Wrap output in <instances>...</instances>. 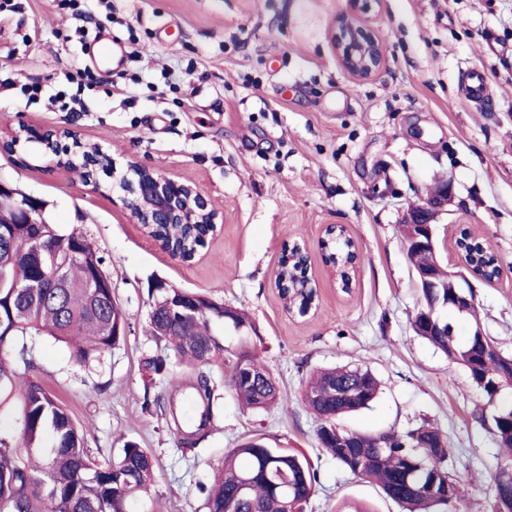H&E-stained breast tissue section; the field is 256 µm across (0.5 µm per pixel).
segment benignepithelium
Returning a JSON list of instances; mask_svg holds the SVG:
<instances>
[{
  "label": "benign epithelium",
  "mask_w": 512,
  "mask_h": 512,
  "mask_svg": "<svg viewBox=\"0 0 512 512\" xmlns=\"http://www.w3.org/2000/svg\"><path fill=\"white\" fill-rule=\"evenodd\" d=\"M369 8V0H354V11L342 16L330 35L340 66L357 81L370 78L384 63L382 40L362 17ZM119 187L130 217L148 233L155 224H217V211L197 187L148 167L129 165ZM451 198V184L445 181L402 215L401 224L422 225L423 239L418 244L433 242L432 225ZM44 214L41 200L28 195L17 205L13 223L42 224Z\"/></svg>",
  "instance_id": "7a95c632"
}]
</instances>
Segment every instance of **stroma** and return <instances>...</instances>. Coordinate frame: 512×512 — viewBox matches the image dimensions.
Masks as SVG:
<instances>
[{"mask_svg": "<svg viewBox=\"0 0 512 512\" xmlns=\"http://www.w3.org/2000/svg\"><path fill=\"white\" fill-rule=\"evenodd\" d=\"M0 11V137L20 126L74 132L110 154L118 172L135 163L198 186L219 214L195 259H172L130 218L103 172L52 167L42 147L0 151V178L47 203L51 222L80 225L112 276L127 316L121 345L83 367L65 343L35 339L34 376L70 411L98 460L119 459L125 442L157 458L155 512H205L224 454L258 434L306 456L318 475L307 512L338 505L400 512L379 488L354 478L320 448L319 418L303 389L320 368H370L380 392L342 419L351 430L403 431L430 422L467 480L457 512H492L499 450L477 415L486 403L465 368L417 336L421 294L400 230L404 210L443 180L453 200L434 226L446 270L460 264L455 240L468 230L503 262L501 277L471 279L476 321L455 319L458 339L480 323L512 356V0H371L367 14L385 49L368 80L338 64L329 34L351 0H107V36L130 55L117 70L93 66L82 44L94 24L61 0H13ZM93 68L98 82L82 112L28 103L21 87L68 89ZM485 75L490 96L465 95ZM347 227L358 246L351 293L338 288L320 242ZM309 256L319 292L308 314L288 312L275 288L285 247ZM244 310L252 347L277 381L267 410L224 399V415L193 452L145 394L148 288L156 280Z\"/></svg>", "mask_w": 512, "mask_h": 512, "instance_id": "obj_1", "label": "stroma"}]
</instances>
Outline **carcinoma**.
Segmentation results:
<instances>
[{
  "label": "carcinoma",
  "instance_id": "obj_1",
  "mask_svg": "<svg viewBox=\"0 0 512 512\" xmlns=\"http://www.w3.org/2000/svg\"><path fill=\"white\" fill-rule=\"evenodd\" d=\"M9 203H0V351L18 349L25 369L34 360L21 339L46 333L67 343L79 364L97 362L117 348L125 337L127 318L112 298V279L102 259L79 227L63 230L49 222L13 224ZM155 233L190 255L201 246L206 225L191 229L184 224H157ZM407 256L417 270L438 274L440 287L421 289L415 333L440 350L448 361L462 365L471 383L487 398L491 414H481L498 448L506 455L493 479V512H512V391L501 385L504 364L494 341L480 336L475 324L464 342L457 339L448 319V272L438 267L432 249L415 245L410 231ZM475 250L472 262L476 278L489 282L495 271L492 257L480 249L481 239L466 233ZM324 259L347 258L344 240L335 236L322 244ZM282 299L293 300L302 312L308 308L303 267L283 253ZM66 272L68 287H50L52 270ZM98 283L88 288L90 281ZM38 287H33V283ZM150 310L146 326L160 354L145 361L146 377L161 376L167 390L153 398L171 430L180 434L182 449L192 451L208 436L218 415L219 381L204 367L224 356V334L243 325L252 329L246 314L233 309L224 320V304L180 288L148 292ZM448 325L442 334L428 332L429 319ZM252 367V377L236 372L237 360ZM179 367L196 374L188 379ZM224 387L243 406L267 409L280 400L275 379L256 355L241 346L233 352ZM21 396V436L26 448L41 455L19 457L13 435L0 432V512H125L127 500L148 496L154 462L146 448L134 442L123 446L116 461L93 459L68 410L42 383L20 373L0 359V397ZM378 393V381L367 368L343 365L317 372L305 387L304 400L322 424L319 445L353 475L378 486L403 512H452L464 496L465 480L450 466V448H435L442 433L429 424L404 432H360L337 425L344 415L370 407ZM51 434L49 453H42L45 434ZM353 447H348V444ZM317 473L308 459L288 448H272L263 439L250 438L224 455L218 477L206 489V512H305L316 491ZM456 489L454 503L445 497V484Z\"/></svg>",
  "mask_w": 512,
  "mask_h": 512
}]
</instances>
